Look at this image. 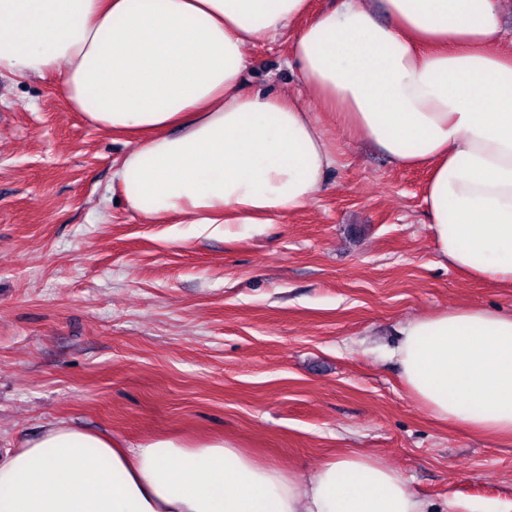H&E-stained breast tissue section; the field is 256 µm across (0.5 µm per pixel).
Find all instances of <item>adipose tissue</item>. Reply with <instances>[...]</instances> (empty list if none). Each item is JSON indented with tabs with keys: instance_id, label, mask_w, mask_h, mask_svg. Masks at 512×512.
Segmentation results:
<instances>
[{
	"instance_id": "obj_1",
	"label": "adipose tissue",
	"mask_w": 512,
	"mask_h": 512,
	"mask_svg": "<svg viewBox=\"0 0 512 512\" xmlns=\"http://www.w3.org/2000/svg\"><path fill=\"white\" fill-rule=\"evenodd\" d=\"M502 0H0V72L59 80L136 144L112 175L154 223L238 238L311 200L338 163L303 94L248 91L247 44L286 38L304 88L355 141L429 171L439 262L512 283V47ZM394 355L436 420L512 437V313L416 318ZM356 452L308 481L238 442L130 446L64 422L0 455V512H425Z\"/></svg>"
}]
</instances>
